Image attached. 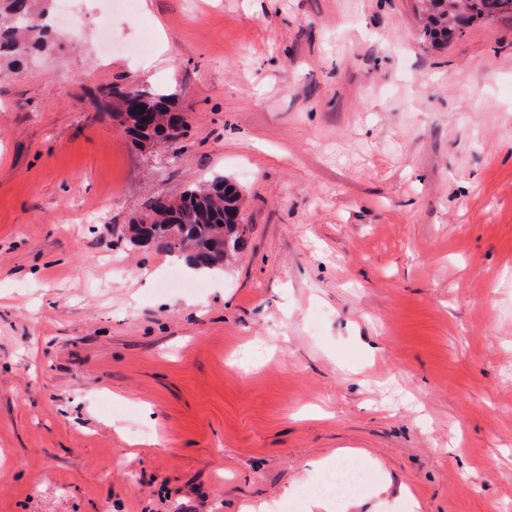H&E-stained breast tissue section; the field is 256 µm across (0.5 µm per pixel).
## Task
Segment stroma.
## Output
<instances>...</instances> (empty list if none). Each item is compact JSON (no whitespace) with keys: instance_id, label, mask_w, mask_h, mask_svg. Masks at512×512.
<instances>
[{"instance_id":"obj_1","label":"stroma","mask_w":512,"mask_h":512,"mask_svg":"<svg viewBox=\"0 0 512 512\" xmlns=\"http://www.w3.org/2000/svg\"><path fill=\"white\" fill-rule=\"evenodd\" d=\"M73 5L110 58L0 59V512H308L349 457L334 512H512V14L434 49L413 0ZM112 82L176 95L177 157ZM219 175L250 245L172 283L128 225ZM114 91L116 92L114 93ZM94 105L110 113L113 118L119 119L127 133L139 145L142 139H155L157 137L172 139V143L177 144L189 132V124L186 123L188 121L187 115L186 113H180L178 117L184 121L181 122V125L171 126L168 130L158 126L151 134L143 133L147 126L145 119L149 117L150 113L153 115H167L172 112H181L176 108L173 94L149 91L137 85L107 84L97 88L94 95ZM138 106L144 109V113H141ZM373 473L353 458L342 460L336 471L322 474L310 487L312 495H331L339 491L342 496L354 497L373 480Z\"/></svg>"}]
</instances>
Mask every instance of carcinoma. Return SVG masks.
Here are the masks:
<instances>
[{
	"label": "carcinoma",
	"instance_id": "obj_1",
	"mask_svg": "<svg viewBox=\"0 0 512 512\" xmlns=\"http://www.w3.org/2000/svg\"><path fill=\"white\" fill-rule=\"evenodd\" d=\"M422 35L432 44L446 43L456 34L448 19V0H426ZM472 20L512 14V0H468ZM38 0H0V56L8 55L18 64L43 42L35 40L44 13ZM94 105L120 120L135 142L171 139L179 143L188 135L189 124L160 126L146 133L149 114L167 115L177 111L175 97L149 91L137 85L107 84L97 88ZM240 189L229 179L215 176L201 187L191 186L180 195L176 207L162 194L151 198L145 212L129 225L131 241L145 234L149 245L181 254L187 263L204 269L224 268L227 258L245 252L249 246L246 225L236 223Z\"/></svg>",
	"mask_w": 512,
	"mask_h": 512
}]
</instances>
